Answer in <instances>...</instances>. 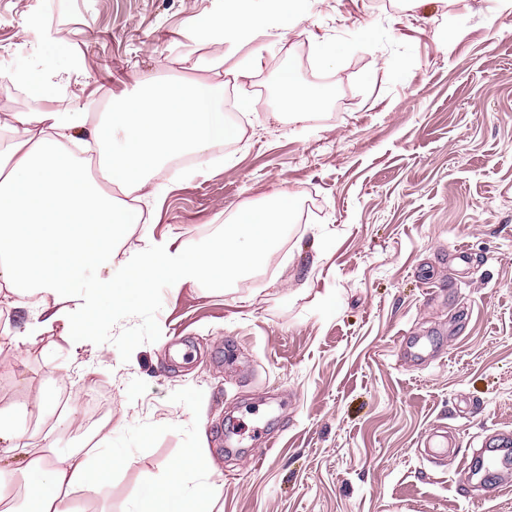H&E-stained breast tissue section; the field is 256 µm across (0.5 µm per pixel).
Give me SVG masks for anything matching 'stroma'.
<instances>
[{
  "instance_id": "obj_1",
  "label": "stroma",
  "mask_w": 512,
  "mask_h": 512,
  "mask_svg": "<svg viewBox=\"0 0 512 512\" xmlns=\"http://www.w3.org/2000/svg\"><path fill=\"white\" fill-rule=\"evenodd\" d=\"M228 7L0 0V80L49 83L36 100L0 90V115L75 110L85 82L102 102L208 78L213 48L185 21ZM287 60L325 92L312 116L229 114L240 139L169 165L145 209L155 235L197 246L281 190L297 205L266 265L220 292L159 281L76 352L43 335L0 368V405L80 392L76 422L32 417L28 434L130 457L109 512H134L192 448L213 464L210 512H512V465L463 474L512 435V0H297L225 59L228 91L249 98Z\"/></svg>"
}]
</instances>
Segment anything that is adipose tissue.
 <instances>
[{"label":"adipose tissue","instance_id":"adipose-tissue-1","mask_svg":"<svg viewBox=\"0 0 512 512\" xmlns=\"http://www.w3.org/2000/svg\"><path fill=\"white\" fill-rule=\"evenodd\" d=\"M224 20L200 23L189 17L195 35L217 46L209 68L223 65L243 37L266 20L265 10L278 0H232ZM284 100L294 115L310 114L322 91L301 87L292 64L280 73ZM9 145L0 151V295L15 314V326L0 331L9 354L7 367L19 360L22 346L54 331L67 336L73 348L95 341L100 328L94 312L111 317L130 303L153 297L159 277L173 290L204 285L223 289L235 276L260 267L282 224L296 205L278 197L267 207L236 211L223 234L207 248L192 249L180 233L155 236L141 209L128 203L137 194L157 200L167 186L166 162L183 153L205 164L213 146L237 139L239 129L224 110L220 81L180 80L146 85L113 98L103 112H15L0 121V135ZM72 142L95 146L108 180L123 188L118 199L91 179ZM140 226V246L129 249L130 229ZM124 270L112 278L114 266ZM100 271L96 295L81 299L87 274ZM0 408V482L20 477L21 498L0 493V512H77L75 495L87 501L106 499L112 477L127 469L123 456L101 460L95 449H55L54 442L34 446L26 429ZM172 480L141 486L139 512H200L213 500L217 485L205 459L188 455L167 462Z\"/></svg>","mask_w":512,"mask_h":512}]
</instances>
